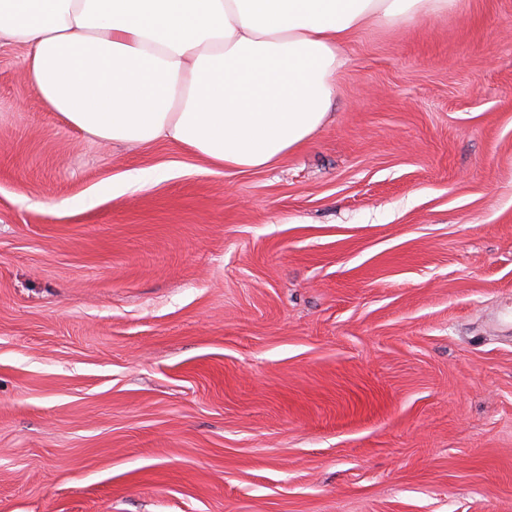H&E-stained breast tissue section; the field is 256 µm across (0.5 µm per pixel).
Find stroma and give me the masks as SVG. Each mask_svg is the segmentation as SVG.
Listing matches in <instances>:
<instances>
[{"instance_id":"stroma-1","label":"stroma","mask_w":512,"mask_h":512,"mask_svg":"<svg viewBox=\"0 0 512 512\" xmlns=\"http://www.w3.org/2000/svg\"><path fill=\"white\" fill-rule=\"evenodd\" d=\"M0 43V512H512V0L368 25L276 164L85 138Z\"/></svg>"}]
</instances>
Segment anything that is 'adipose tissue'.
<instances>
[{
  "label": "adipose tissue",
  "instance_id": "ef3b65f1",
  "mask_svg": "<svg viewBox=\"0 0 512 512\" xmlns=\"http://www.w3.org/2000/svg\"><path fill=\"white\" fill-rule=\"evenodd\" d=\"M454 0H0V41L70 127L178 143L216 168L272 165L325 122L341 48L369 22Z\"/></svg>",
  "mask_w": 512,
  "mask_h": 512
}]
</instances>
